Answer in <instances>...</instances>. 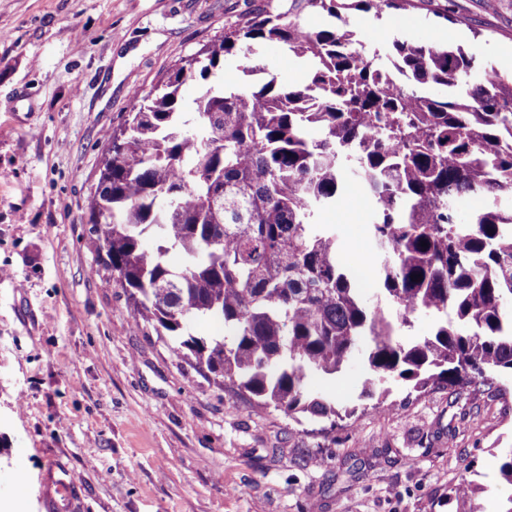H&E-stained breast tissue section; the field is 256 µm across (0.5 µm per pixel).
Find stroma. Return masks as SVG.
<instances>
[{"label": "stroma", "mask_w": 512, "mask_h": 512, "mask_svg": "<svg viewBox=\"0 0 512 512\" xmlns=\"http://www.w3.org/2000/svg\"><path fill=\"white\" fill-rule=\"evenodd\" d=\"M285 0H0V512H446L460 478L501 512L512 486V378L506 394H409L389 382L363 410L354 358L309 388L354 416L331 433L288 420L201 378L152 329L135 328L96 260L88 197L102 133L225 23ZM368 51L394 41L460 45L512 71V0H422L381 17L349 11ZM285 82L306 65L260 51ZM359 181L319 223L346 266L374 243Z\"/></svg>", "instance_id": "stroma-1"}]
</instances>
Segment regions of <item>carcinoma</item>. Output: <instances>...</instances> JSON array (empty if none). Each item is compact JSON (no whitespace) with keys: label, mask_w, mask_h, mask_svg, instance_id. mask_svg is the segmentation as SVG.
Returning <instances> with one entry per match:
<instances>
[{"label":"carcinoma","mask_w":512,"mask_h":512,"mask_svg":"<svg viewBox=\"0 0 512 512\" xmlns=\"http://www.w3.org/2000/svg\"><path fill=\"white\" fill-rule=\"evenodd\" d=\"M304 2L339 25L311 30L286 11H259L225 24L202 61L187 56L157 90L134 93L133 111L104 134L112 159L91 186L89 223L106 282L124 290L136 325L172 340L217 387L334 428L355 410L312 395L309 379L341 372L360 352L361 398L379 403L391 380L459 398L512 373V206L501 204L512 197V79L459 46L397 40L392 65L405 82L396 87L343 11L378 16L413 0ZM266 43L302 59L308 80L282 82L261 62ZM227 56L263 79L210 84L194 112L182 111V86L224 74ZM353 178L374 208L372 305L336 234L315 223ZM471 194L489 204L461 224L454 205ZM417 313L436 317L432 332L397 340ZM198 318L227 335L192 334ZM478 492L463 477L445 503L480 512Z\"/></svg>","instance_id":"carcinoma-1"}]
</instances>
